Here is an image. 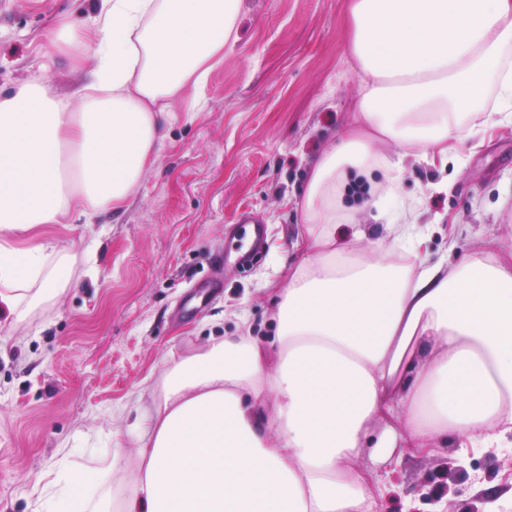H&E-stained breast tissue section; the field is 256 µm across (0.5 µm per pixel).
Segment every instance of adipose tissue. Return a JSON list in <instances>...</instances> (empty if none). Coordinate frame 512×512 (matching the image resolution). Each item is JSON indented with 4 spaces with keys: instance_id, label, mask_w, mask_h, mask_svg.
I'll return each mask as SVG.
<instances>
[{
    "instance_id": "ef3b65f1",
    "label": "adipose tissue",
    "mask_w": 512,
    "mask_h": 512,
    "mask_svg": "<svg viewBox=\"0 0 512 512\" xmlns=\"http://www.w3.org/2000/svg\"><path fill=\"white\" fill-rule=\"evenodd\" d=\"M240 10L97 0L93 32L53 24L49 52L76 70L95 60V77L75 100L34 82L0 94V315L68 288L67 254L38 227L124 208ZM346 52L356 110L312 165L311 229L275 293L272 340L226 336L173 363L159 407L136 417L126 491L114 496L105 458L96 500L76 497L83 477L68 472L50 512H370L360 458L386 471L452 436L490 449L512 433V259L488 245L453 265L402 264L395 253L418 255L424 238L388 207L409 164H447L450 142L512 119V0H353ZM375 169L386 232L364 254L344 196L350 174Z\"/></svg>"
}]
</instances>
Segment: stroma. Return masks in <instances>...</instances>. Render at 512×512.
Wrapping results in <instances>:
<instances>
[{
    "instance_id": "1",
    "label": "stroma",
    "mask_w": 512,
    "mask_h": 512,
    "mask_svg": "<svg viewBox=\"0 0 512 512\" xmlns=\"http://www.w3.org/2000/svg\"><path fill=\"white\" fill-rule=\"evenodd\" d=\"M90 25L92 0H0V94L25 82L75 96L91 79L46 55L59 15ZM349 0H243L235 39L197 96L172 112L153 163L119 214L48 224L72 283L20 322L0 321V512H45L43 475H88L100 453L131 450L138 410L161 402L171 363L209 339L272 335L275 289L300 260L302 190L313 160L356 107L345 51ZM448 166L414 165L400 187L422 200L423 255L458 262L489 242L512 257V123L455 143ZM270 227L242 270L214 257L242 215ZM441 223H434V216ZM512 447L404 455L371 477L373 512H512Z\"/></svg>"
}]
</instances>
